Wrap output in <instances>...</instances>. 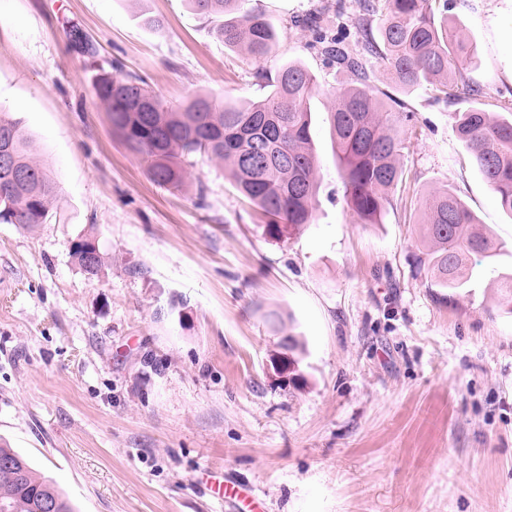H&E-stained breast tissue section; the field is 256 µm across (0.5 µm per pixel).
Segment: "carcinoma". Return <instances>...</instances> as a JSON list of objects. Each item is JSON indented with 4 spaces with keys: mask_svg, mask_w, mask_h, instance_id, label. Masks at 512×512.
Returning a JSON list of instances; mask_svg holds the SVG:
<instances>
[{
    "mask_svg": "<svg viewBox=\"0 0 512 512\" xmlns=\"http://www.w3.org/2000/svg\"><path fill=\"white\" fill-rule=\"evenodd\" d=\"M191 10L213 24V34L227 48L256 60L274 49L276 33L260 13L245 9L246 0H188ZM386 11L372 33L373 6L365 2L355 17L361 39L354 43L327 37L314 16L302 20L316 34L327 58L349 69L358 84L331 90L332 127L348 208L363 224L379 222L389 194L401 177L408 112L387 106L368 84L364 58H379L398 89L433 87L435 100H458L475 89L451 81L470 62L475 47L448 20L436 22L434 0H384ZM269 94L247 107L198 97L180 111L169 108L139 76L96 74L93 89L105 105L112 132L127 149L147 159L152 180L181 188L205 155L224 166L235 188L269 219L268 234L281 239L311 222L317 192L318 162L312 146L309 100L318 90L315 76L299 61H290L268 79ZM502 112L472 106L459 112L454 132L471 151L474 164L512 215V100ZM6 144L25 181L12 183L0 174V223L31 229L46 223L59 196V185L22 121L0 110V145ZM418 263L426 267L427 287L448 304L476 273L473 258L496 257L500 247L466 204L450 189L429 191L421 203ZM72 248V258L89 279L105 264V253L89 255L95 238ZM54 512H74L56 484L42 477L20 453L0 444V512H41L44 501Z\"/></svg>",
    "mask_w": 512,
    "mask_h": 512,
    "instance_id": "obj_1",
    "label": "carcinoma"
}]
</instances>
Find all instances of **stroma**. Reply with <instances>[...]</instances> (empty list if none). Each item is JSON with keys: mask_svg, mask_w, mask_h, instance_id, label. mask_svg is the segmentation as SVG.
Here are the masks:
<instances>
[{"mask_svg": "<svg viewBox=\"0 0 512 512\" xmlns=\"http://www.w3.org/2000/svg\"><path fill=\"white\" fill-rule=\"evenodd\" d=\"M330 3L247 0L277 36L257 61L187 0H0V109L61 187L47 223L0 224V439L76 512H215L206 487L224 480L265 512H512V314L495 286L512 274V216L453 131L455 113L512 96V0H448L480 96L397 91L368 58L371 85L414 115L377 224L347 207L330 124L327 88L357 78L294 25L318 10L325 31L354 35L355 0ZM291 60L322 86L318 192L311 223L281 240L207 158L183 190L154 184L93 89L115 66L173 107L241 106L268 92L256 71ZM444 186L502 246L447 305L413 263L421 200ZM84 235L108 256L92 280L71 257ZM289 334L303 345L295 384L272 366Z\"/></svg>", "mask_w": 512, "mask_h": 512, "instance_id": "obj_1", "label": "stroma"}]
</instances>
